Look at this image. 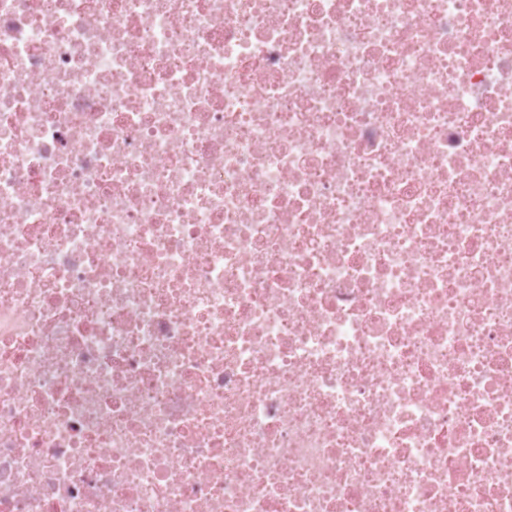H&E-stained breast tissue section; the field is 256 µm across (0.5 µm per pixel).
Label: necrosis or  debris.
Here are the masks:
<instances>
[{"instance_id":"necrosis-or-debris-1","label":"necrosis or debris","mask_w":512,"mask_h":512,"mask_svg":"<svg viewBox=\"0 0 512 512\" xmlns=\"http://www.w3.org/2000/svg\"><path fill=\"white\" fill-rule=\"evenodd\" d=\"M0 512H512V0H0Z\"/></svg>"}]
</instances>
